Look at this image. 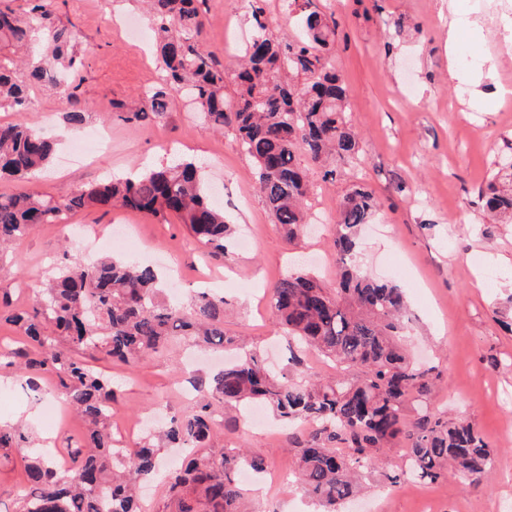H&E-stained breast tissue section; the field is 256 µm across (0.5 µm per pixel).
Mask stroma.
<instances>
[{
  "label": "stroma",
  "mask_w": 512,
  "mask_h": 512,
  "mask_svg": "<svg viewBox=\"0 0 512 512\" xmlns=\"http://www.w3.org/2000/svg\"><path fill=\"white\" fill-rule=\"evenodd\" d=\"M336 21L332 67L345 80L349 125L362 145L357 163H337L336 178L325 182L306 155L298 161L315 189L307 201L314 218L295 240H286L257 189L256 168L232 131L215 132L183 99H174L164 120L132 128L111 122L110 149L79 160L74 142L89 128L67 129L60 115L67 103L54 88L30 94L33 119L59 145L48 167L36 176L0 179V193L61 197L76 187L111 175L139 173L170 160L201 165L210 190H223L221 204L233 233L223 259L209 256L176 216L157 219L121 210L87 209L62 224H42L16 241L0 258V295L21 308L64 263H85L115 255H136L155 264L177 283L164 298L189 304L199 291L224 296V330L247 337L277 373L288 369V339L274 325L270 289L289 273L308 271L329 288L336 285L332 239L336 214L352 185L368 186L380 201L360 233L361 268L378 280L400 285L410 302L404 342L420 366L439 373L433 405L449 417H467L492 451L489 480L480 488L448 476L435 482L401 478L402 456L360 470L364 497L348 512H502L512 503V219L483 221L479 191L496 173L501 155L512 152V56L498 51V28L506 0H316ZM60 20L79 34L83 61L77 80L82 99L96 112L149 88L157 67L151 41H137L119 27L123 17L146 22L138 0H55ZM204 50L234 68L244 48L242 33L253 30L248 0H208ZM456 55H449V48ZM495 73L481 85L473 76L481 59ZM117 224L131 227V244L87 255L83 237L110 240ZM252 244L241 247L242 232ZM94 368L117 389L112 432L185 411L193 395L187 379L206 376L224 364L222 354L193 350L181 336L158 352L127 365L104 356ZM219 426L211 444L246 448L280 472L279 489L245 484L244 512H320L295 479L296 456L275 421L253 428L237 410L218 407ZM0 421L28 433L35 445H48L64 466L65 446L83 431L54 381L39 391L20 385L12 369L0 367ZM23 450L0 459V512H17L25 480Z\"/></svg>",
  "instance_id": "stroma-1"
}]
</instances>
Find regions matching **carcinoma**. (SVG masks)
<instances>
[{"mask_svg":"<svg viewBox=\"0 0 512 512\" xmlns=\"http://www.w3.org/2000/svg\"><path fill=\"white\" fill-rule=\"evenodd\" d=\"M22 15L0 6V108L21 118L0 126V178H25L47 168L53 142L28 121L32 84L49 82L66 99L63 120L89 123L94 113L67 73L81 64L77 33L57 21L52 0H29ZM156 37L159 85L101 116L136 125L160 120L176 95L193 105L213 129L228 128L257 167V187L288 240L307 223L311 183L297 154L336 174L329 160L354 162L359 141L345 120L347 87L329 67L335 21L303 0L302 36L277 31L263 0H249L255 34L240 67L229 73L201 49L207 0H145ZM234 86L231 96L227 84ZM202 167L181 161L134 177H111L63 197L0 194V250L38 224H56L86 208L120 209L132 215H175L212 256H224L231 227L224 208L203 189ZM486 208L512 212V193L488 183ZM378 199L363 185L347 194L336 217L333 248L339 269L330 289L308 274H290L271 289L278 326L298 344L336 362V374L303 377L302 359L291 354L293 374L277 376L254 349L244 351L204 381L207 396L166 422L161 439L189 451L167 478L172 512H242L241 467L261 474L266 460L240 448L208 447L217 403L269 406L292 429L298 474L306 494L323 507H338L359 493L357 473L397 442L408 461L403 474L435 481L448 474L467 486L487 478L491 451L473 426L450 422L431 408L437 377L416 365L401 345L408 306L403 290L376 281L356 263L357 228L370 221ZM154 268L127 257L66 265L41 290L32 310L0 297V322L16 326L33 353L15 351L6 366L28 389L52 378L70 409L87 426V441L68 446L62 470L30 447L28 435L0 427V448L29 449L19 512H140L135 494L154 477L158 449L145 443L118 446L112 436V386L88 364L98 354L137 364L170 336H188L212 349L233 343L224 332V298L198 293L187 310L161 299ZM356 371L353 378L348 372ZM414 404V414L408 404Z\"/></svg>","mask_w":512,"mask_h":512,"instance_id":"carcinoma-1","label":"carcinoma"}]
</instances>
